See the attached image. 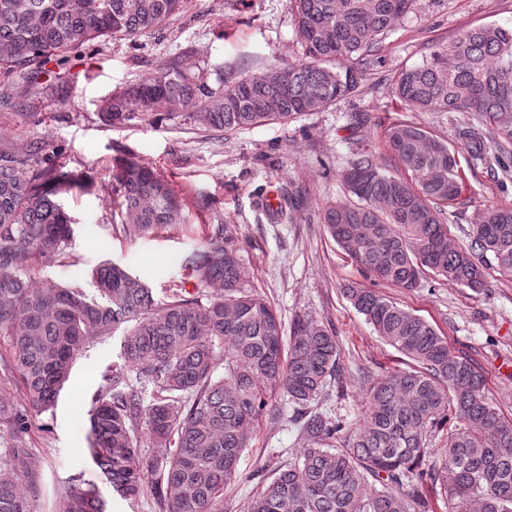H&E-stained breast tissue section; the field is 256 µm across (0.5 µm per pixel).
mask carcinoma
<instances>
[{
    "instance_id": "carcinoma-1",
    "label": "carcinoma",
    "mask_w": 512,
    "mask_h": 512,
    "mask_svg": "<svg viewBox=\"0 0 512 512\" xmlns=\"http://www.w3.org/2000/svg\"><path fill=\"white\" fill-rule=\"evenodd\" d=\"M290 3L301 60L229 80L222 64L177 59L102 99L100 118L120 127L173 115L228 132L319 111L381 65L383 36L416 0ZM183 4L0 0V71H20L34 86L48 61L61 67L100 40L158 29ZM393 90L415 111L473 114L458 136L479 153L489 127L512 144V29L462 32L400 70ZM385 144L409 177L390 173L362 148L343 171L345 199L322 212L362 273L412 290L430 270L475 292L489 287L490 269L512 275V208H485L467 244H448L446 208L462 191L455 152L406 121L388 126ZM39 153L0 147V336L25 388L23 406L0 400V512H38L32 414L55 404L90 339L125 323L120 362L95 399L88 435L93 463L124 499L149 487L162 512H224V490L239 478L251 431L263 414H277L273 396L281 391L296 405L306 447L275 468L247 512H433L430 490L448 512H512V421L489 400L483 373L432 324L374 289H347L377 335L414 366L367 380L366 408L354 424L312 412L309 403L340 372L336 336L305 317L284 328L248 284L234 238H210L188 260L207 287L205 303L175 291L160 304L144 282L110 262L96 270L93 296L35 277L73 238L61 195L87 184L48 155L34 167ZM112 179L129 235L186 223L178 194L148 164L115 158ZM440 432L444 447L434 450ZM146 439L169 454L147 458ZM58 512H105V500L87 483L66 491Z\"/></svg>"
}]
</instances>
